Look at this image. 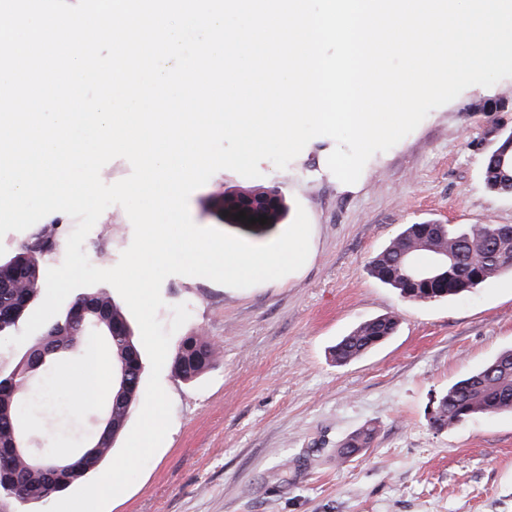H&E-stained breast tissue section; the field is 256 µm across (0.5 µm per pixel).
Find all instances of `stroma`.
I'll use <instances>...</instances> for the list:
<instances>
[{
    "label": "stroma",
    "instance_id": "1",
    "mask_svg": "<svg viewBox=\"0 0 512 512\" xmlns=\"http://www.w3.org/2000/svg\"><path fill=\"white\" fill-rule=\"evenodd\" d=\"M503 93L512 95V77L468 87L373 155L353 184L328 169L336 143L318 136L285 169L265 160L258 178L221 170L190 195L198 226L233 235L236 227L219 224L207 200L281 187L289 212L301 207L309 216V255L298 271L245 289L203 277L164 280L160 321L170 323L176 304L190 312L171 345L200 331L219 359L192 383L163 367L171 427L105 512H512V414L443 429L429 415L450 385L512 348V274L460 298L416 303L367 270L407 224H512V197L482 178L485 131L512 128V105L470 108ZM132 237L125 210L113 205L84 250L107 269ZM391 312L401 320L395 336L336 364L339 337ZM35 421L74 436L94 417L66 392ZM364 428L374 431L371 446L337 463V448Z\"/></svg>",
    "mask_w": 512,
    "mask_h": 512
}]
</instances>
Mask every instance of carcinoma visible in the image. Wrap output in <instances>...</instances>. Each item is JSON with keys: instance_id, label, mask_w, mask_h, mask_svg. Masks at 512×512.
<instances>
[{"instance_id": "carcinoma-1", "label": "carcinoma", "mask_w": 512, "mask_h": 512, "mask_svg": "<svg viewBox=\"0 0 512 512\" xmlns=\"http://www.w3.org/2000/svg\"><path fill=\"white\" fill-rule=\"evenodd\" d=\"M499 156L488 153L482 170L485 186L496 193L512 194V141L504 138L498 145ZM45 249L20 250L14 262L0 267V322L13 326L26 319L33 303L42 296L45 280L42 257L58 247L51 234L42 232ZM436 251L458 256V266L448 269L445 280L436 285L415 283L409 267L400 261L408 254L420 266L431 263ZM372 277L393 288L403 299L432 302L464 296L488 279L512 272V239L500 238L488 224H435L426 233L416 224H406L369 263ZM103 320L93 337L96 352L109 359L124 373L113 391L102 399V425L86 446L71 454L57 448L45 450L44 464L32 466L12 454V442L18 430L35 434L31 417L55 401V370L84 351V336H33L11 376L0 377V497L13 500L22 512L39 508L64 489L76 485L97 472L112 455L113 443L125 430L138 409L146 363L124 309L100 288L85 291ZM400 320L387 313L359 323L342 337L333 349L338 364L351 362L398 332ZM55 351L46 355L36 370L31 361L48 346ZM218 360V352L208 337L197 331L183 337L172 354V368L184 381L193 382ZM512 412V350L497 355L481 370L461 379L434 405L432 424L438 428L461 426L476 415ZM373 431L366 428L350 435L337 449L338 460L345 462L369 447Z\"/></svg>"}]
</instances>
